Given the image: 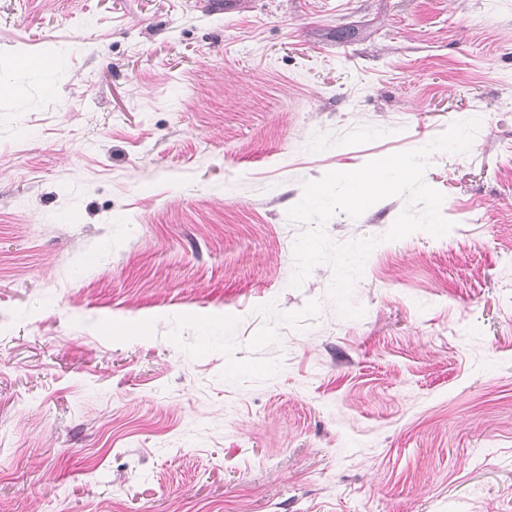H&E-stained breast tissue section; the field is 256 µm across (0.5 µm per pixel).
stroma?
<instances>
[{
  "instance_id": "obj_1",
  "label": "stroma",
  "mask_w": 512,
  "mask_h": 512,
  "mask_svg": "<svg viewBox=\"0 0 512 512\" xmlns=\"http://www.w3.org/2000/svg\"><path fill=\"white\" fill-rule=\"evenodd\" d=\"M0 84V512H512V0H0ZM474 118L291 287L304 181Z\"/></svg>"
}]
</instances>
